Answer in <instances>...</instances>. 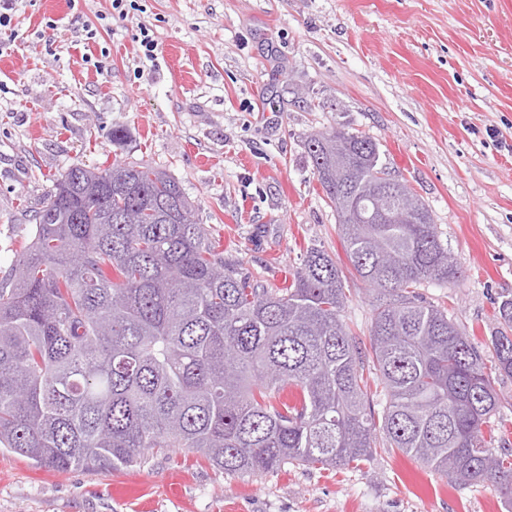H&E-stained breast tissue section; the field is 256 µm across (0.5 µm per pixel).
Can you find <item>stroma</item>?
Masks as SVG:
<instances>
[{"instance_id":"stroma-1","label":"stroma","mask_w":512,"mask_h":512,"mask_svg":"<svg viewBox=\"0 0 512 512\" xmlns=\"http://www.w3.org/2000/svg\"><path fill=\"white\" fill-rule=\"evenodd\" d=\"M339 123L428 207L465 278L420 293L485 343L512 297V0H19L0 34V284L61 174L115 160L173 176L225 256L269 287L313 244L346 266L304 149ZM349 286L343 318L365 346L372 294ZM507 509L490 485L384 450L240 475L185 448L65 472L0 449V512Z\"/></svg>"}]
</instances>
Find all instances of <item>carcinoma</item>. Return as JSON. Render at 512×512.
I'll use <instances>...</instances> for the list:
<instances>
[{
  "label": "carcinoma",
  "instance_id": "cac0c4a2",
  "mask_svg": "<svg viewBox=\"0 0 512 512\" xmlns=\"http://www.w3.org/2000/svg\"><path fill=\"white\" fill-rule=\"evenodd\" d=\"M304 147L350 269L312 245L285 288L224 257L166 172L70 167L0 285V447L59 472L188 448L254 474L367 461L379 436L512 505L509 455L495 473L483 468L502 407L493 374L512 377V335L490 337V374L467 331L416 292L463 279L430 212L421 224L394 211L384 224L344 223L356 204L341 200L381 184L378 143L332 126ZM350 275L377 294L365 348L342 319ZM287 386L295 401H275Z\"/></svg>",
  "mask_w": 512,
  "mask_h": 512
}]
</instances>
